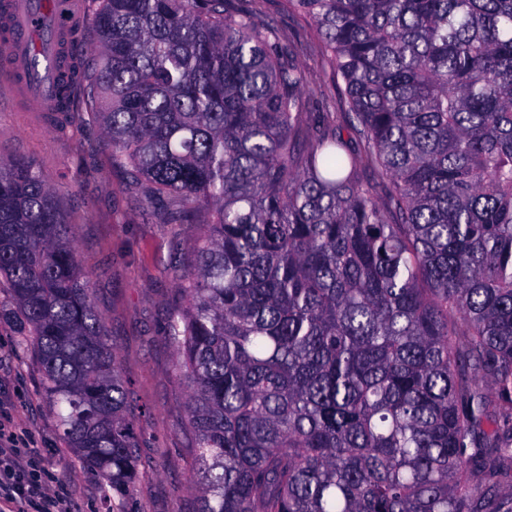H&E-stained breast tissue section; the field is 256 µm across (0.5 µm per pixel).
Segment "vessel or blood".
<instances>
[{
  "mask_svg": "<svg viewBox=\"0 0 512 512\" xmlns=\"http://www.w3.org/2000/svg\"><path fill=\"white\" fill-rule=\"evenodd\" d=\"M78 0H66L55 12L46 0H0V77L18 84L39 108L54 102L55 77L61 65L60 49L82 26Z\"/></svg>",
  "mask_w": 512,
  "mask_h": 512,
  "instance_id": "b4317fda",
  "label": "vessel or blood"
}]
</instances>
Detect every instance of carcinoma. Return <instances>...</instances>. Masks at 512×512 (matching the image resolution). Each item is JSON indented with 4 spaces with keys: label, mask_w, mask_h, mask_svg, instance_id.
Segmentation results:
<instances>
[{
    "label": "carcinoma",
    "mask_w": 512,
    "mask_h": 512,
    "mask_svg": "<svg viewBox=\"0 0 512 512\" xmlns=\"http://www.w3.org/2000/svg\"><path fill=\"white\" fill-rule=\"evenodd\" d=\"M283 2L343 111L307 115L296 47L236 0H83L95 48L57 78L56 123L82 96L112 168L197 228L166 336L200 512H512V0ZM0 282L67 447L125 494L130 391L24 158Z\"/></svg>",
    "instance_id": "obj_1"
}]
</instances>
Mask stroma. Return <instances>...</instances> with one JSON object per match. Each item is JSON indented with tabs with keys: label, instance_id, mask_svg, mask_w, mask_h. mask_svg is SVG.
<instances>
[{
	"label": "stroma",
	"instance_id": "obj_1",
	"mask_svg": "<svg viewBox=\"0 0 512 512\" xmlns=\"http://www.w3.org/2000/svg\"><path fill=\"white\" fill-rule=\"evenodd\" d=\"M284 41L297 44L299 60L318 94L310 111L333 94L321 48L306 38L303 16L281 0H262ZM22 156L56 192L84 270L94 281V303L131 391L129 417L137 437L139 477L115 496L94 468L66 447L57 416L41 394L39 365L15 322L0 318V411L30 439L43 461V484L74 512H200L192 488L194 452L187 429L185 391L176 377L178 355L165 335L195 229L171 224L167 213L144 204L146 187L112 170L97 127L75 121L61 130L44 112L0 79V157Z\"/></svg>",
	"mask_w": 512,
	"mask_h": 512
}]
</instances>
